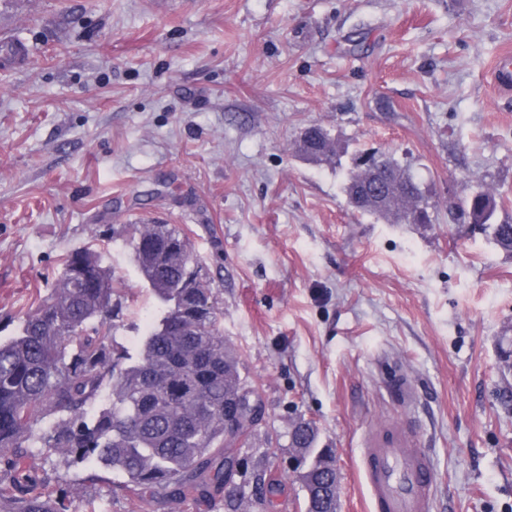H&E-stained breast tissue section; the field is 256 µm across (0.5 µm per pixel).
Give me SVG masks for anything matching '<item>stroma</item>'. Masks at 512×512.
Here are the masks:
<instances>
[{"instance_id": "stroma-1", "label": "stroma", "mask_w": 512, "mask_h": 512, "mask_svg": "<svg viewBox=\"0 0 512 512\" xmlns=\"http://www.w3.org/2000/svg\"><path fill=\"white\" fill-rule=\"evenodd\" d=\"M0 334L89 246L136 350L159 302L131 242L180 227L218 291L263 418L235 453L276 491L239 512H305L289 432L332 449L338 512H368L362 448L386 430L430 454L431 512H512V254L461 218L476 191L512 222V0H0ZM319 125L342 165L307 160ZM374 151L407 164L430 224L359 213L343 186ZM33 464L73 512H226Z\"/></svg>"}]
</instances>
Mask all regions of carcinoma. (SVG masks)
Returning a JSON list of instances; mask_svg holds the SVG:
<instances>
[{"label":"carcinoma","instance_id":"1","mask_svg":"<svg viewBox=\"0 0 512 512\" xmlns=\"http://www.w3.org/2000/svg\"><path fill=\"white\" fill-rule=\"evenodd\" d=\"M301 151L322 162L336 157L320 126L304 133ZM398 179L405 196L424 198L396 161L379 180ZM352 174L348 206H368L371 185ZM462 216L512 254V224L492 218L497 202L478 192ZM138 268L160 307L132 353L112 336V277L90 248L70 253L52 294L17 332L0 340V512H69L67 501L42 492L45 477L31 466L34 449L49 448L92 468L83 481L105 482L140 499L199 500L224 493V449L242 443L224 426V400L246 389L238 354L224 341L218 298L186 236L171 224H147L132 242ZM52 418L49 436L39 424ZM318 431L295 424L297 449L314 497L306 512H338L329 477L336 461L317 447Z\"/></svg>","mask_w":512,"mask_h":512}]
</instances>
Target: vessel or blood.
Here are the masks:
<instances>
[{"label":"vessel or blood","mask_w":512,"mask_h":512,"mask_svg":"<svg viewBox=\"0 0 512 512\" xmlns=\"http://www.w3.org/2000/svg\"><path fill=\"white\" fill-rule=\"evenodd\" d=\"M360 471L370 497V512H429L434 491L430 457L395 438L365 448Z\"/></svg>","instance_id":"1"}]
</instances>
